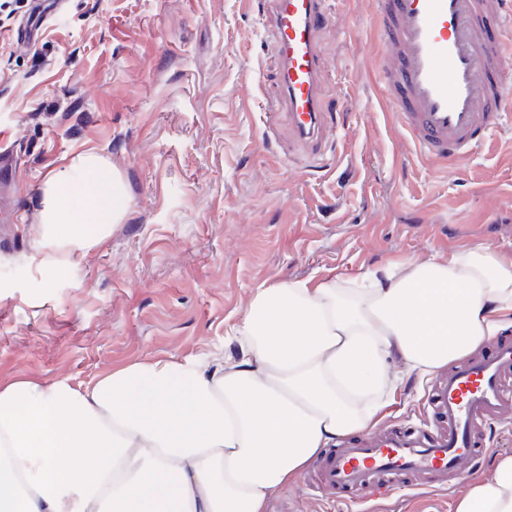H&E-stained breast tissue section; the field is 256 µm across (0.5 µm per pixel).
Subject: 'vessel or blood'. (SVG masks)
<instances>
[{
  "label": "vessel or blood",
  "mask_w": 512,
  "mask_h": 512,
  "mask_svg": "<svg viewBox=\"0 0 512 512\" xmlns=\"http://www.w3.org/2000/svg\"><path fill=\"white\" fill-rule=\"evenodd\" d=\"M266 37L278 62L288 131L318 158L328 116L320 38L327 0H269ZM378 73L399 132L424 159H469L501 130L512 100V0H374ZM14 159L0 141V199L13 188ZM512 344L441 376L429 393L430 429L395 428L341 442L323 458L322 484L388 497L407 473L466 472L478 426L512 407Z\"/></svg>",
  "instance_id": "vessel-or-blood-1"
}]
</instances>
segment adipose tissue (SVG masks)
Masks as SVG:
<instances>
[{
	"instance_id": "ef3b65f1",
	"label": "adipose tissue",
	"mask_w": 512,
	"mask_h": 512,
	"mask_svg": "<svg viewBox=\"0 0 512 512\" xmlns=\"http://www.w3.org/2000/svg\"><path fill=\"white\" fill-rule=\"evenodd\" d=\"M47 256L126 213L94 153L42 186ZM512 316V263L481 245L345 280L258 289L237 355L132 363L88 385L0 384V512H265L322 448L374 428L399 382L466 358ZM455 512H512V455Z\"/></svg>"
}]
</instances>
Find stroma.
Here are the masks:
<instances>
[{"label":"stroma","mask_w":512,"mask_h":512,"mask_svg":"<svg viewBox=\"0 0 512 512\" xmlns=\"http://www.w3.org/2000/svg\"><path fill=\"white\" fill-rule=\"evenodd\" d=\"M323 97L343 113L315 162L265 135L279 97L263 5L242 0H60L23 51L32 0H0V133L16 157L0 225V381L92 383L128 364L236 354L224 337L258 289L345 279L409 257L483 245L512 260V101L472 158H417L377 80L373 0H329ZM95 153L129 208L82 255L45 263L41 187ZM432 378L394 392L379 429L429 424ZM472 474L401 478L393 498L350 502L316 467L267 512H455L471 478L512 454V422L484 426Z\"/></svg>","instance_id":"1"}]
</instances>
